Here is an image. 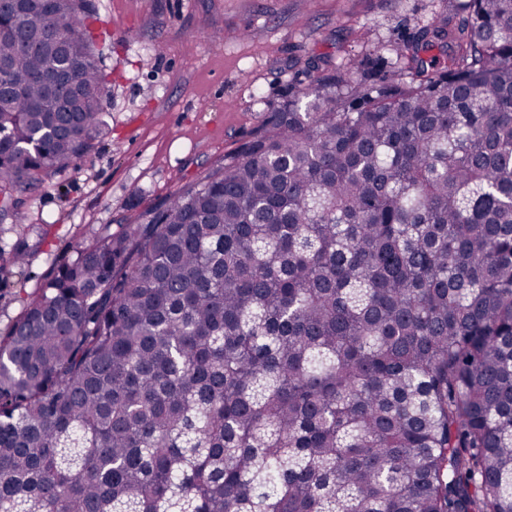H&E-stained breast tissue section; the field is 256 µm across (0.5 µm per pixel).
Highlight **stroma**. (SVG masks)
Listing matches in <instances>:
<instances>
[{
	"label": "stroma",
	"instance_id": "1",
	"mask_svg": "<svg viewBox=\"0 0 512 512\" xmlns=\"http://www.w3.org/2000/svg\"><path fill=\"white\" fill-rule=\"evenodd\" d=\"M463 2L91 0L108 132L0 220V242L30 254L0 287V332L84 237L133 223L194 182L316 73L384 83L392 44L442 17L462 25Z\"/></svg>",
	"mask_w": 512,
	"mask_h": 512
}]
</instances>
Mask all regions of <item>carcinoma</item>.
<instances>
[{"mask_svg": "<svg viewBox=\"0 0 512 512\" xmlns=\"http://www.w3.org/2000/svg\"><path fill=\"white\" fill-rule=\"evenodd\" d=\"M466 7L385 85L315 77L27 295L0 512H512V0ZM94 20L0 17L38 38L0 35V214L105 131ZM28 262L1 245L0 283Z\"/></svg>", "mask_w": 512, "mask_h": 512, "instance_id": "1", "label": "carcinoma"}]
</instances>
